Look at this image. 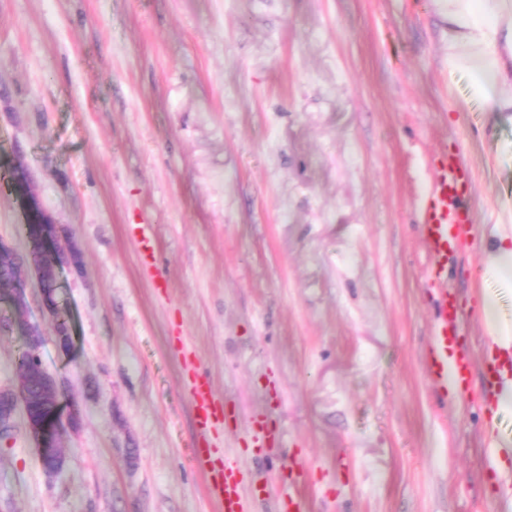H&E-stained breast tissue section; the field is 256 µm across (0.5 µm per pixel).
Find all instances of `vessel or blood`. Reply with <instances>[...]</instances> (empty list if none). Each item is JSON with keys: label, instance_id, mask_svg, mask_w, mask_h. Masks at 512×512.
Returning <instances> with one entry per match:
<instances>
[{"label": "vessel or blood", "instance_id": "vessel-or-blood-1", "mask_svg": "<svg viewBox=\"0 0 512 512\" xmlns=\"http://www.w3.org/2000/svg\"><path fill=\"white\" fill-rule=\"evenodd\" d=\"M433 175L424 194L418 225L430 256L426 281L436 289V318L424 357V369L438 391L440 401L449 394H464L472 376V358L458 343L460 314L455 295L445 285L448 267L457 255V247L475 222L467 203L472 182L470 171L460 153L439 151L432 164ZM195 424L199 435H207L219 419L210 384L198 379L192 389ZM195 458L206 474L209 495L220 512H246V501L238 479L239 463L224 456L207 455L194 449Z\"/></svg>", "mask_w": 512, "mask_h": 512}]
</instances>
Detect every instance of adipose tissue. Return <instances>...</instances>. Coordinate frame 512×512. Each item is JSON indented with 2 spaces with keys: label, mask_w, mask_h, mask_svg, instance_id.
<instances>
[{
  "label": "adipose tissue",
  "mask_w": 512,
  "mask_h": 512,
  "mask_svg": "<svg viewBox=\"0 0 512 512\" xmlns=\"http://www.w3.org/2000/svg\"><path fill=\"white\" fill-rule=\"evenodd\" d=\"M442 20L449 79L466 77L471 100L512 119V0H428ZM483 293L478 311L485 322L490 361L512 359V318L497 314L501 295L512 294V228L484 244Z\"/></svg>",
  "instance_id": "adipose-tissue-1"
}]
</instances>
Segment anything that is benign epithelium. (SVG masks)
Segmentation results:
<instances>
[{
  "instance_id": "benign-epithelium-1",
  "label": "benign epithelium",
  "mask_w": 512,
  "mask_h": 512,
  "mask_svg": "<svg viewBox=\"0 0 512 512\" xmlns=\"http://www.w3.org/2000/svg\"><path fill=\"white\" fill-rule=\"evenodd\" d=\"M11 192L24 211V225H39L41 236L45 242L46 252L41 255L29 256L26 266L30 267L36 277L40 290L41 309L55 320L57 319L56 301L54 294L45 288V273L48 270H52L56 274L59 273L60 265L56 262L58 256L77 261V250L72 242L59 236L56 222L40 206L31 180L25 171L14 170ZM0 291L9 294L11 298L15 317L14 329L27 338L32 350H37L42 342V333L29 320L30 303L25 289L15 285ZM33 370L37 376L48 383L56 396H61V381L41 367V361L37 355L34 356ZM8 399L9 409L0 413V436H7L14 431L16 411L22 410L26 432L34 444L43 468L50 473L60 472L65 464V456L61 450V439L65 430L63 414L58 413L52 417L40 416L33 404L27 380L24 377L18 378L16 389L8 392Z\"/></svg>"
}]
</instances>
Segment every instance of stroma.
Segmentation results:
<instances>
[{
  "mask_svg": "<svg viewBox=\"0 0 512 512\" xmlns=\"http://www.w3.org/2000/svg\"><path fill=\"white\" fill-rule=\"evenodd\" d=\"M443 53L427 0H0V242L26 250L21 167L82 255L57 290L72 350L36 318L79 411L66 466L1 438L0 512H215L195 369L253 512L296 460L308 512H512L476 309L482 243L512 216V122ZM444 145L472 180L448 281L476 372L442 404L416 217ZM257 417L277 444L255 447ZM192 401L197 432L204 437L219 420V413L210 384L199 378L192 389Z\"/></svg>",
  "mask_w": 512,
  "mask_h": 512,
  "instance_id": "35a3bbf8",
  "label": "stroma"
}]
</instances>
